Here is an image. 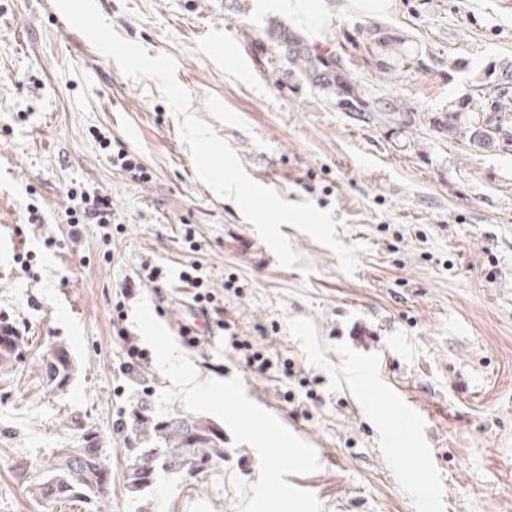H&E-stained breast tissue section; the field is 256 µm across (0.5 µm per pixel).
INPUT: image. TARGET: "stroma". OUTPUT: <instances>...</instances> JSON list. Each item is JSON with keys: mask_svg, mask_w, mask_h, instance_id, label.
<instances>
[{"mask_svg": "<svg viewBox=\"0 0 512 512\" xmlns=\"http://www.w3.org/2000/svg\"><path fill=\"white\" fill-rule=\"evenodd\" d=\"M97 6L121 38L175 60L192 111L256 182L332 211L337 239L361 251L345 273L333 250L284 224L300 268L264 259L238 207L198 179L156 80L125 77L81 32L61 29L55 0H0V322L26 338L0 373V512H41L25 487L40 462L77 439L76 414L109 453L112 494L101 512H135L120 423L171 382L154 363L132 378L122 373L112 303L146 261L167 279L141 282V297L160 289L187 299L177 276L198 263L227 321L262 345L274 363L264 374L233 353L216 325L201 346L180 350L199 382L240 377L256 400L317 442L320 470L286 480L326 512H430L421 486L433 464L445 481L441 512H512V151L470 152L422 121L492 64L512 60L507 0ZM274 21L346 52L361 84L402 101L413 122L389 127L328 105L276 51L266 34ZM369 22L433 56V70L401 64L380 74L344 41ZM218 37L234 46V58L210 56ZM100 133L139 154L151 180L112 168ZM74 187L107 196L115 225L71 233ZM22 254L25 269L16 261ZM229 277L245 283L242 296L225 290ZM61 343L76 369L52 391L41 385L42 358ZM286 358L295 371L288 379L276 369ZM387 381L421 407L424 422L387 400ZM427 444L435 458L424 455ZM258 471L252 446L225 439L223 464L161 482L146 510L234 512V478L251 484Z\"/></svg>", "mask_w": 512, "mask_h": 512, "instance_id": "35a3bbf8", "label": "stroma"}]
</instances>
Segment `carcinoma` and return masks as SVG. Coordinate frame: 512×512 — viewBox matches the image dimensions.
Here are the masks:
<instances>
[{
	"label": "carcinoma",
	"instance_id": "1",
	"mask_svg": "<svg viewBox=\"0 0 512 512\" xmlns=\"http://www.w3.org/2000/svg\"><path fill=\"white\" fill-rule=\"evenodd\" d=\"M269 39L281 49L292 68L311 87L322 92L327 102L340 112L364 118L376 112L384 121L395 125L401 120L415 118L401 103L390 98L372 96L348 66L343 53L319 49L282 24H274L267 32ZM358 40L345 37L352 48L369 40L381 47L375 66L385 74L394 70V62L407 61L427 66L418 51L406 46V40L383 29L378 24L363 27ZM424 122L432 130L474 152L499 150L504 140L512 142V61L496 63L486 74L469 85L468 91L448 106L427 114ZM24 337L8 324L0 323V367L12 365ZM41 383L47 388L61 390L73 377L74 363L66 345L60 344L43 356ZM129 439L136 443L125 461V485L131 497L140 500L158 480L177 481L183 477L179 463L187 456L195 457L199 466L216 465L224 461V425L200 415H177L160 420L148 403L136 408L124 424ZM100 447L96 429L82 428L79 440L69 448H59L53 456L39 465L37 481L28 492L39 500L45 512H52L65 501L79 500L97 508L106 499L99 493L101 465L107 464L105 453L94 454ZM155 455V472L144 480L132 468L139 455Z\"/></svg>",
	"mask_w": 512,
	"mask_h": 512
}]
</instances>
